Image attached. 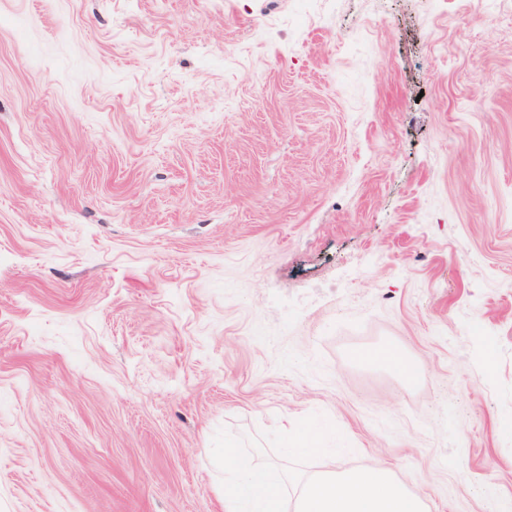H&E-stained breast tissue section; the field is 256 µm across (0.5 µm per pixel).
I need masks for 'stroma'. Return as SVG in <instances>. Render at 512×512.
Masks as SVG:
<instances>
[{
	"instance_id": "obj_1",
	"label": "stroma",
	"mask_w": 512,
	"mask_h": 512,
	"mask_svg": "<svg viewBox=\"0 0 512 512\" xmlns=\"http://www.w3.org/2000/svg\"><path fill=\"white\" fill-rule=\"evenodd\" d=\"M311 414L512 512V0H0V512H224ZM360 359L369 363L386 366L406 378H411L414 373L412 363L396 350L391 348H379L361 354Z\"/></svg>"
}]
</instances>
